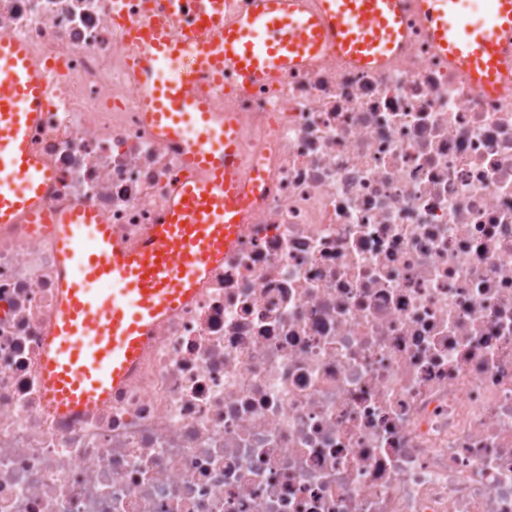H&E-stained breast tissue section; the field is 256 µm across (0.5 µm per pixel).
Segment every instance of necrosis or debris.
<instances>
[{
    "instance_id": "1",
    "label": "necrosis or debris",
    "mask_w": 512,
    "mask_h": 512,
    "mask_svg": "<svg viewBox=\"0 0 512 512\" xmlns=\"http://www.w3.org/2000/svg\"><path fill=\"white\" fill-rule=\"evenodd\" d=\"M247 0H0L50 82L52 203L134 241L184 173L142 117L126 26ZM383 67L225 75L267 188L95 415L45 412L50 235L0 231V512H512V88L405 19Z\"/></svg>"
}]
</instances>
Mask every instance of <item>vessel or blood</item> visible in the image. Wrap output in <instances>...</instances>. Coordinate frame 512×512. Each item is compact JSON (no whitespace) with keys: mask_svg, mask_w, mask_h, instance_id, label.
<instances>
[{"mask_svg":"<svg viewBox=\"0 0 512 512\" xmlns=\"http://www.w3.org/2000/svg\"><path fill=\"white\" fill-rule=\"evenodd\" d=\"M486 2L479 24L463 18L458 0H251L210 33L175 34L160 18L133 26L145 118L159 139L181 146L191 176L169 189L157 222L132 244L86 204L47 209L48 170L29 145L46 79L21 42L1 35L0 226L49 225L56 246L58 302L39 365L50 410L103 407L134 377L157 328L197 296L246 230L262 181L243 172L236 113L219 111L198 87L223 89L228 72L266 83L326 53L384 66L404 45L410 5L449 63L493 89L512 59V0ZM100 283L111 284L110 296Z\"/></svg>","mask_w":512,"mask_h":512,"instance_id":"vessel-or-blood-1","label":"vessel or blood"}]
</instances>
